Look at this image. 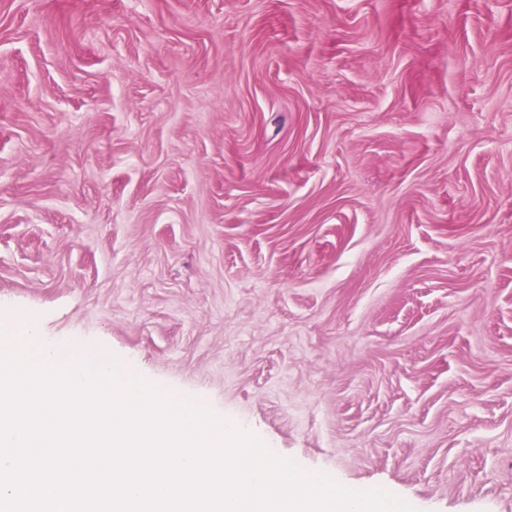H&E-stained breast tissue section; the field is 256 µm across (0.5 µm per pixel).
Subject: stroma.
Here are the masks:
<instances>
[{"label": "stroma", "mask_w": 512, "mask_h": 512, "mask_svg": "<svg viewBox=\"0 0 512 512\" xmlns=\"http://www.w3.org/2000/svg\"><path fill=\"white\" fill-rule=\"evenodd\" d=\"M418 512H512V0H0V327Z\"/></svg>", "instance_id": "obj_1"}]
</instances>
